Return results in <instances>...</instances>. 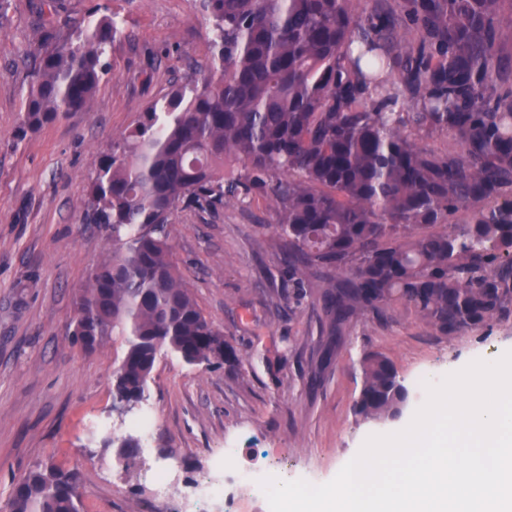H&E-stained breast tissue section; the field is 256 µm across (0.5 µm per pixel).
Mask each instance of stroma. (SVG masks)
<instances>
[{"label":"stroma","mask_w":512,"mask_h":512,"mask_svg":"<svg viewBox=\"0 0 512 512\" xmlns=\"http://www.w3.org/2000/svg\"><path fill=\"white\" fill-rule=\"evenodd\" d=\"M40 2L10 0L0 17V512L14 482L49 457L79 469L83 512H194L181 486L205 477L228 448L250 482L212 512H269L259 491L269 471L323 484L368 437L393 431L353 411L364 352L387 356L408 385L406 425L427 399L419 377L438 381L512 351V319L440 336L402 307L385 322L351 321L330 342L319 292L288 295L269 200L187 209L169 226L175 258L238 359L209 367L162 352L146 389L150 434L129 461L100 448L106 432L136 429L132 415L112 410L123 337L92 350L70 342L73 294L112 249L105 225L82 221L87 187L151 103L197 78L212 32L197 0H57L55 26L114 14L122 33L91 108L30 131L21 114ZM160 468L172 474L162 501L151 476Z\"/></svg>","instance_id":"1"}]
</instances>
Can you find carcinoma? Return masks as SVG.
Wrapping results in <instances>:
<instances>
[{
    "instance_id": "obj_1",
    "label": "carcinoma",
    "mask_w": 512,
    "mask_h": 512,
    "mask_svg": "<svg viewBox=\"0 0 512 512\" xmlns=\"http://www.w3.org/2000/svg\"><path fill=\"white\" fill-rule=\"evenodd\" d=\"M502 0H200L212 31L201 77L150 105L106 154L86 221L112 229V251L74 295V343L112 336L115 407L132 411L158 353L189 365L237 361L173 259L178 211L271 201L286 241L288 285L315 279L330 328L398 306L441 336L512 318V90L497 47L512 40ZM422 34L409 37V29ZM121 33L92 13L44 32L28 73L23 125L89 109ZM408 112H397L400 98ZM457 134L436 153L412 132ZM463 224H448L460 212ZM357 414L389 423L409 389L380 352L360 359ZM129 458L132 438L103 436ZM8 512H81L77 470L34 465Z\"/></svg>"
}]
</instances>
